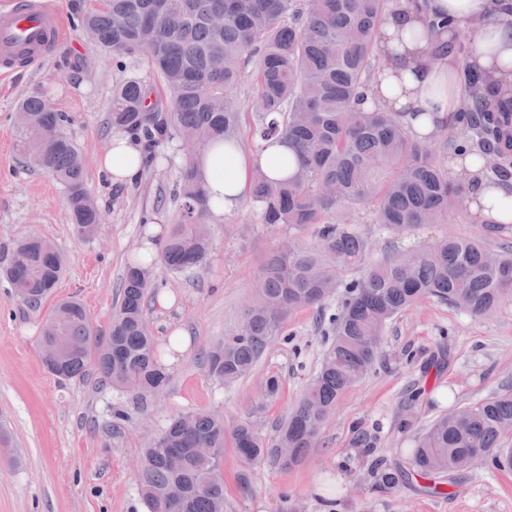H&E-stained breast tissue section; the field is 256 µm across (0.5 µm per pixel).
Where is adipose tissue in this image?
Masks as SVG:
<instances>
[{
  "label": "adipose tissue",
  "mask_w": 512,
  "mask_h": 512,
  "mask_svg": "<svg viewBox=\"0 0 512 512\" xmlns=\"http://www.w3.org/2000/svg\"><path fill=\"white\" fill-rule=\"evenodd\" d=\"M427 13L451 16L461 29H476L468 66L498 96L512 97V0H389L375 46L383 65L368 97L401 113L411 132L422 140L436 132L439 121L461 110L467 98L456 79V60L433 59L436 45L447 41L448 35L433 34L425 27ZM148 160L138 138L119 131L100 157L99 168L113 187H130L140 180ZM296 166L294 149L278 138L251 156L241 147L212 143L194 159L195 176L215 216L234 210L248 196L255 169L280 179ZM448 168L472 212L497 222L512 215V180H490L479 166L457 156L450 159Z\"/></svg>",
  "instance_id": "1"
}]
</instances>
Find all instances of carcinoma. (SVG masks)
<instances>
[{"label":"carcinoma","mask_w":512,"mask_h":512,"mask_svg":"<svg viewBox=\"0 0 512 512\" xmlns=\"http://www.w3.org/2000/svg\"><path fill=\"white\" fill-rule=\"evenodd\" d=\"M78 26L91 25L99 49L119 57H144L162 81L132 78L113 90L109 120L155 148L164 137L210 142L249 138L258 146L283 138L299 155L297 171L278 182L258 170L250 200L264 224L314 227V242L282 248L265 264L254 286L257 304L244 312L246 328L224 337L205 355L211 376L231 384L249 375L289 314L320 307L339 287V272L362 268L345 285L334 338L317 374L267 443L250 422L226 429L210 411L181 415L142 453L139 486L148 512H224L221 461L226 442L249 464L298 465L317 447L336 400L372 368L387 323L401 310L432 297L474 318L512 302V245L493 250L489 239L512 228L470 212L448 172V155H467L490 176L512 180V101L483 90L479 75L459 69L471 100L451 116L430 143L417 139L402 115L359 104L382 60L374 45L387 0H71ZM426 27L451 39L435 56L468 58L472 30L457 29L445 15H428ZM250 65L258 123L246 129L230 91ZM17 150L26 165L55 177L66 189L74 232L93 235L100 210L85 190V168L63 132L67 117L34 96L17 112ZM188 157L176 183L181 221L167 238L162 260L174 274L203 265L209 252L205 193ZM368 210L373 223L403 235L451 218L482 225L474 239L445 237L426 249L368 263L369 244L333 211ZM495 251V260L487 258ZM63 254L46 237L25 238L13 248L4 273L16 296L36 306L55 288ZM147 273L127 269L121 301L108 332L93 326L77 299L59 302L43 325L41 342L63 343L58 360L43 359L54 375L100 381L140 402L165 390L153 333L144 315ZM512 421V389L455 408L434 421L411 448L413 473L384 459L371 467L377 489L389 492L411 475L453 478L493 457L512 470V448L502 424Z\"/></svg>","instance_id":"cac0c4a2"}]
</instances>
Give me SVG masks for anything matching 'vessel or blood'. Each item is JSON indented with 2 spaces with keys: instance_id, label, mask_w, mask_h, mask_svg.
Listing matches in <instances>:
<instances>
[{
  "instance_id": "1",
  "label": "vessel or blood",
  "mask_w": 512,
  "mask_h": 512,
  "mask_svg": "<svg viewBox=\"0 0 512 512\" xmlns=\"http://www.w3.org/2000/svg\"><path fill=\"white\" fill-rule=\"evenodd\" d=\"M65 37L63 17L47 0L0 5V73L39 65Z\"/></svg>"
}]
</instances>
